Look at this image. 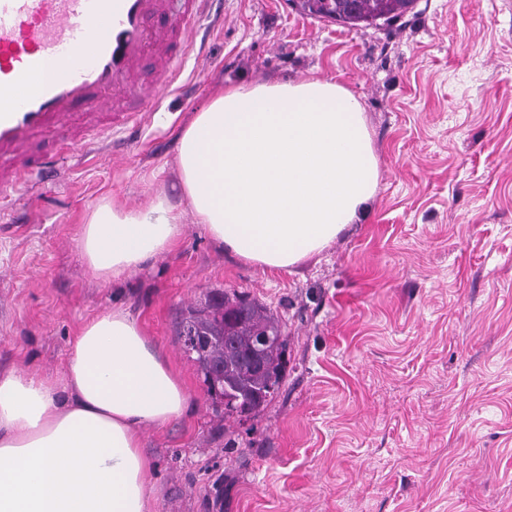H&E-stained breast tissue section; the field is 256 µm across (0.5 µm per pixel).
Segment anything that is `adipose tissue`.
Segmentation results:
<instances>
[{
	"label": "adipose tissue",
	"instance_id": "1",
	"mask_svg": "<svg viewBox=\"0 0 512 512\" xmlns=\"http://www.w3.org/2000/svg\"><path fill=\"white\" fill-rule=\"evenodd\" d=\"M180 200L106 199L77 244L91 277L127 278L168 253L185 219L231 256L288 271L363 219L380 179L359 100L330 77L228 83L178 133ZM191 398L124 308L71 341L60 376L0 374V512H152L145 427Z\"/></svg>",
	"mask_w": 512,
	"mask_h": 512
}]
</instances>
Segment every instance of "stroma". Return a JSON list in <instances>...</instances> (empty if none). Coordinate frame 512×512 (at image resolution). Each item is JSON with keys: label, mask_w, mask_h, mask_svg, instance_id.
<instances>
[{"label": "stroma", "mask_w": 512, "mask_h": 512, "mask_svg": "<svg viewBox=\"0 0 512 512\" xmlns=\"http://www.w3.org/2000/svg\"><path fill=\"white\" fill-rule=\"evenodd\" d=\"M140 126L51 157L0 219V371L57 375L80 326L128 310L188 413L143 431L155 512H512V0H417L366 29L291 0H221ZM335 78L379 159L371 210L293 272L236 260L186 222L168 254L100 285L77 247L103 199H178L177 132L222 83ZM282 325L287 367L225 417L177 335L207 291Z\"/></svg>", "instance_id": "obj_1"}]
</instances>
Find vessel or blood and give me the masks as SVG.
<instances>
[{"label":"vessel or blood","mask_w":512,"mask_h":512,"mask_svg":"<svg viewBox=\"0 0 512 512\" xmlns=\"http://www.w3.org/2000/svg\"><path fill=\"white\" fill-rule=\"evenodd\" d=\"M213 2L0 0V213L41 166L29 155L36 135L56 130L84 144L153 110L157 93L139 80L143 60L155 58L158 84L175 85ZM170 13L178 16L174 27H148L150 17ZM31 76L36 90L20 93ZM111 91L138 98L140 109L124 110L120 99H108Z\"/></svg>","instance_id":"b4317fda"}]
</instances>
